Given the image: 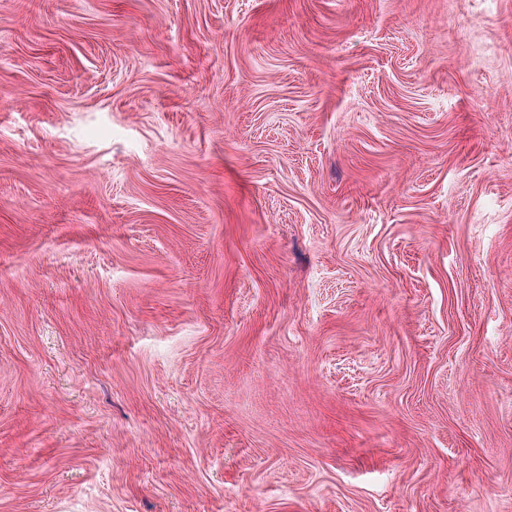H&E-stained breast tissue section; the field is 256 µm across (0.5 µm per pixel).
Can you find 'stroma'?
Returning a JSON list of instances; mask_svg holds the SVG:
<instances>
[{
    "label": "stroma",
    "mask_w": 512,
    "mask_h": 512,
    "mask_svg": "<svg viewBox=\"0 0 512 512\" xmlns=\"http://www.w3.org/2000/svg\"><path fill=\"white\" fill-rule=\"evenodd\" d=\"M0 512H512V0H0Z\"/></svg>",
    "instance_id": "stroma-1"
}]
</instances>
